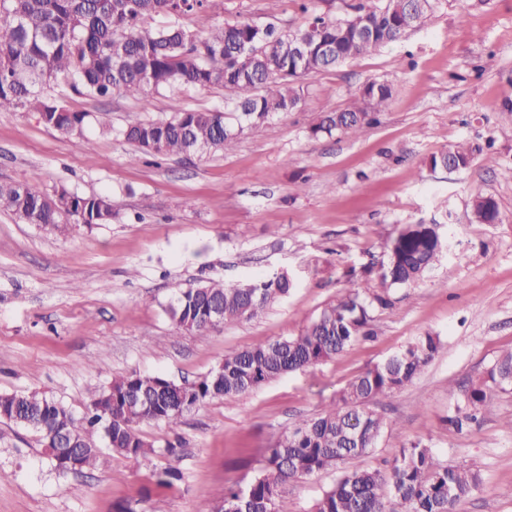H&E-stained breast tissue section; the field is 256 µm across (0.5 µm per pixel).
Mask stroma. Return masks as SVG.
Returning a JSON list of instances; mask_svg holds the SVG:
<instances>
[{
    "mask_svg": "<svg viewBox=\"0 0 512 512\" xmlns=\"http://www.w3.org/2000/svg\"><path fill=\"white\" fill-rule=\"evenodd\" d=\"M300 0H213L180 17L207 35L247 18L294 29ZM370 80L393 95L363 134L312 136L330 112L351 106ZM291 111L249 127L223 151L154 165L132 162L120 135L175 108L220 110L219 89L181 86L109 99L57 79L48 96L86 113L81 134L45 127L36 113L0 112V182L63 186L112 196L111 223L56 231L0 212V393L37 391L83 415L115 377L159 374L192 382L226 354L299 334L343 289L373 306V339L245 395L216 399L175 426L139 432L157 453L104 456L95 468L59 472L35 435L0 423V512H205L225 487L263 470L268 448L319 413L352 378L416 338H440L439 355L393 396L374 403L384 423L355 467L389 471L401 448L423 439L448 464L477 463L481 483L459 512H512V388L494 411L448 424L472 384L512 349V0H440L398 43L304 79ZM472 148L468 168H431L432 154ZM496 199L500 220L475 223L476 195ZM407 224H436L450 242L414 284L380 289L389 240ZM288 273V295L262 315L202 335L180 331L166 307L178 289ZM175 446L177 456L165 455ZM180 471L173 487L159 473ZM326 471L292 481L280 512H310L336 480Z\"/></svg>",
    "mask_w": 512,
    "mask_h": 512,
    "instance_id": "stroma-1",
    "label": "stroma"
}]
</instances>
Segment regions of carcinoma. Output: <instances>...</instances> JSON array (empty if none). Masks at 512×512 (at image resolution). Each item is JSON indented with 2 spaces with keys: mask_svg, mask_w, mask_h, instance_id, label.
<instances>
[{
  "mask_svg": "<svg viewBox=\"0 0 512 512\" xmlns=\"http://www.w3.org/2000/svg\"><path fill=\"white\" fill-rule=\"evenodd\" d=\"M210 0H0V17L12 15L18 26L0 23V112L24 110L63 135L81 132L87 113L69 109L44 94L62 75L85 95L114 93L136 97L147 89L188 84L222 88L224 111L181 109L165 121H137L122 130L125 141L153 158H191L230 146L244 126L265 123L294 108L304 88L298 79L321 74L346 60L397 43L409 27L421 23L435 0H378L367 8L351 6L344 16L316 14L294 30H278L246 20L216 27L198 37L180 26L150 28L152 14L181 17L207 7ZM392 97L386 82L364 85L351 107L331 112L312 128L314 135L362 133ZM471 153L448 149L430 159L432 167L465 169ZM73 198L68 216L57 198ZM0 210L36 224H109L112 197L79 195L61 186L51 192L20 183L0 182ZM474 219L494 224L500 211L491 196L472 201ZM448 244L436 224H406L390 240L380 274L384 288L420 280L442 257ZM292 281L283 273L237 284L208 283L181 288L168 307L176 327L202 334L222 321L252 319L288 294ZM372 303L347 288L297 336L260 341L229 353L220 376L177 384L160 375L132 373L96 391L80 418L64 404L39 394L0 393V422L27 428L39 437L48 457L54 435L64 432L76 443L80 469H90L103 449L129 458L155 453L137 426L144 420L177 424L183 413L220 398L243 395L282 375L336 357L359 340L376 336ZM442 347L430 334L368 367L348 382L320 413L288 431L267 450L262 473L245 486H230L208 505V512H278L279 499L293 480L336 470V482L316 501L312 512H458L480 484L472 464L450 465L418 439L400 450L389 472L348 470L345 464L369 454L384 422L371 404L410 383ZM512 386V350L501 354L487 380L466 395L465 408L449 422L460 427L493 408L488 390ZM453 495H448V489Z\"/></svg>",
  "mask_w": 512,
  "mask_h": 512,
  "instance_id": "obj_1",
  "label": "carcinoma"
}]
</instances>
